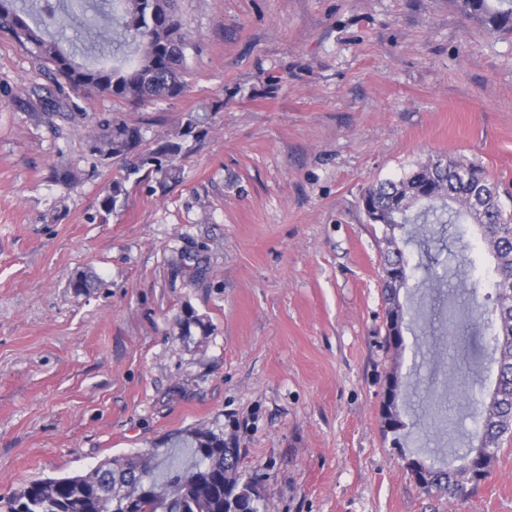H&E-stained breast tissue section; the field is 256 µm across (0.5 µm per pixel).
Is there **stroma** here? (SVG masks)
Here are the masks:
<instances>
[{
    "label": "stroma",
    "mask_w": 512,
    "mask_h": 512,
    "mask_svg": "<svg viewBox=\"0 0 512 512\" xmlns=\"http://www.w3.org/2000/svg\"><path fill=\"white\" fill-rule=\"evenodd\" d=\"M189 91L130 105L58 86L0 33V495L148 448L191 458L190 430L239 450L261 512H512V435L476 490L420 484L408 453L451 462L452 372L470 338L431 290L469 224L396 230L409 260L403 345L387 336L385 228L361 198L435 155L512 191V34L453 0H177ZM66 117L27 106L35 92ZM208 113L179 182L92 169L88 137L115 116L141 151ZM82 171L66 186L63 170ZM475 323L497 319L492 257L475 251ZM91 270L98 287L69 288ZM195 314L197 324L180 321ZM397 378L402 426L381 408Z\"/></svg>",
    "instance_id": "stroma-1"
}]
</instances>
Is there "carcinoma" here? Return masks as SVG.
I'll list each match as a JSON object with an SVG mask.
<instances>
[{
  "mask_svg": "<svg viewBox=\"0 0 512 512\" xmlns=\"http://www.w3.org/2000/svg\"><path fill=\"white\" fill-rule=\"evenodd\" d=\"M176 0H116L110 26L98 41L123 54L120 63L89 67L75 63L51 29L63 27L62 13L51 0H0V32L30 47L36 60L55 73L58 83L88 94H106L130 103L178 98L187 89V35L175 9ZM459 8L492 33L512 32V0H456ZM48 117L61 114L63 103L43 98L27 102ZM208 114H194L175 138L157 150L138 152L142 141L136 127L109 117L98 123L89 141L92 168L109 161L124 163L125 174L112 182L102 201L114 210L125 194L124 182L147 166L161 181L180 179L177 164L184 137L203 132ZM380 211L386 226L407 224H473L484 229L483 243L495 260L500 325L492 334L501 339L495 398L482 407L479 442L493 461L501 438L512 433V214L501 202L499 183L479 165L441 156L420 163L401 179L386 180L364 193ZM466 368L457 390L462 408H472V382L477 360L463 349ZM194 463L163 481L153 477L157 454L144 452L106 459L84 474L31 481L8 496H0V512H261L254 485L237 471L239 449L224 441V431L211 428L190 433ZM469 450L458 455L456 468H428L426 486L449 495L462 494L458 477Z\"/></svg>",
  "mask_w": 512,
  "mask_h": 512,
  "instance_id": "1",
  "label": "carcinoma"
}]
</instances>
